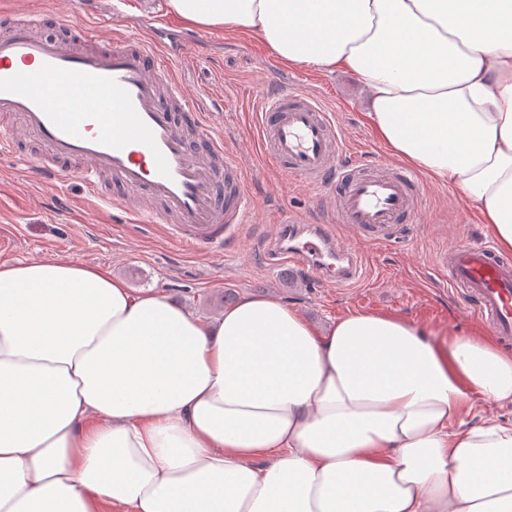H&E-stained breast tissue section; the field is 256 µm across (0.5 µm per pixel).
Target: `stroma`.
Wrapping results in <instances>:
<instances>
[{"label": "stroma", "mask_w": 512, "mask_h": 512, "mask_svg": "<svg viewBox=\"0 0 512 512\" xmlns=\"http://www.w3.org/2000/svg\"><path fill=\"white\" fill-rule=\"evenodd\" d=\"M113 0H0V12L26 7L43 15L39 34L57 37L71 24L93 26L111 19L114 34L148 24L161 14L169 27L188 37L173 59L189 95H206L222 127L224 143L238 151L256 208L236 242L214 252L178 245L164 224L127 222L123 208L91 200L80 179L66 176L48 185L33 181L26 161L41 148L34 138L17 139L0 154V263L60 258L99 266L125 280L133 291L152 288L206 316L223 313L221 297L258 294L282 298L300 308L318 328H328L352 311L397 315L448 334L480 327L473 304L452 287L438 267L441 252L461 242L487 243L475 208L448 184L426 182L417 223L399 225L394 242L379 247L360 239L350 225H335L342 247L363 257L362 278L342 288L291 276L270 262V247L283 210L321 220L325 213L303 180L269 167L257 147L253 115L267 91L293 87L318 97L362 162L389 160L367 117V99L354 74L284 64L260 40L246 33L201 30L167 12L165 0H126L123 16L112 19Z\"/></svg>", "instance_id": "35a3bbf8"}]
</instances>
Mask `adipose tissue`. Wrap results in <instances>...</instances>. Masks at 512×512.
Here are the masks:
<instances>
[{
	"mask_svg": "<svg viewBox=\"0 0 512 512\" xmlns=\"http://www.w3.org/2000/svg\"><path fill=\"white\" fill-rule=\"evenodd\" d=\"M354 73L387 151L512 251V0H167ZM512 354L245 295L205 317L102 267L0 264V512H512Z\"/></svg>",
	"mask_w": 512,
	"mask_h": 512,
	"instance_id": "adipose-tissue-1",
	"label": "adipose tissue"
}]
</instances>
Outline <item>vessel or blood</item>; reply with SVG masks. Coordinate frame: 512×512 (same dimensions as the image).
Here are the masks:
<instances>
[{
    "label": "vessel or blood",
    "instance_id": "1",
    "mask_svg": "<svg viewBox=\"0 0 512 512\" xmlns=\"http://www.w3.org/2000/svg\"><path fill=\"white\" fill-rule=\"evenodd\" d=\"M36 19L14 10L0 27V117L19 114L23 132L41 143L42 154L30 161L33 178L55 182L73 164L90 198L118 206L134 192L155 200V207L132 210V221L172 225L187 249L211 251L235 240L256 204L248 177L199 97L183 92L158 34L109 38L80 27L76 40L65 41L35 36ZM263 100L256 126L266 162L331 201L325 225L280 213L286 232L274 243V266L339 286L359 279L361 256L339 247L331 224L392 242L396 225L417 219L424 195L419 176L380 161L359 166L317 98L282 89ZM188 121L195 133H187ZM106 178L109 193L102 188ZM442 263L491 334L511 342L512 262L492 246L459 244Z\"/></svg>",
    "mask_w": 512,
    "mask_h": 512
}]
</instances>
